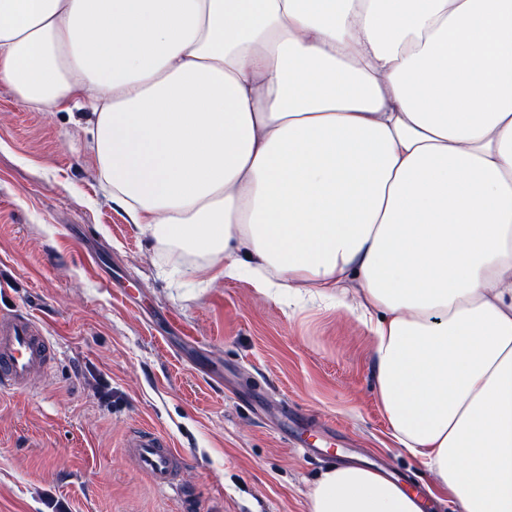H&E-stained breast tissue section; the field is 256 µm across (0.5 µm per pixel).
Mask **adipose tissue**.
<instances>
[{
	"label": "adipose tissue",
	"instance_id": "obj_1",
	"mask_svg": "<svg viewBox=\"0 0 512 512\" xmlns=\"http://www.w3.org/2000/svg\"><path fill=\"white\" fill-rule=\"evenodd\" d=\"M0 84L89 103L176 268L347 299L399 443L458 512H512V0H0ZM308 512L422 502L349 464Z\"/></svg>",
	"mask_w": 512,
	"mask_h": 512
}]
</instances>
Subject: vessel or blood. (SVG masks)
Instances as JSON below:
<instances>
[{
    "mask_svg": "<svg viewBox=\"0 0 512 512\" xmlns=\"http://www.w3.org/2000/svg\"><path fill=\"white\" fill-rule=\"evenodd\" d=\"M50 349L47 336L31 317L0 318V393L24 388L32 374L48 363ZM127 446L135 468L157 487L173 485L179 455L164 439L144 430L130 438Z\"/></svg>",
    "mask_w": 512,
    "mask_h": 512,
    "instance_id": "b4317fda",
    "label": "vessel or blood"
}]
</instances>
